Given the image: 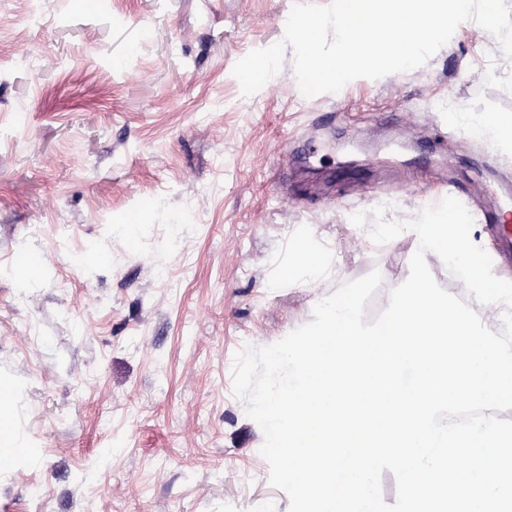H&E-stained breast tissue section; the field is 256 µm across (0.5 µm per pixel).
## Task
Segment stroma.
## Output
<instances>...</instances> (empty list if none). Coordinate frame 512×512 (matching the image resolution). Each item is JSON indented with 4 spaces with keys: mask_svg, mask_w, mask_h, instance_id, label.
I'll list each match as a JSON object with an SVG mask.
<instances>
[{
    "mask_svg": "<svg viewBox=\"0 0 512 512\" xmlns=\"http://www.w3.org/2000/svg\"><path fill=\"white\" fill-rule=\"evenodd\" d=\"M293 3L0 0V512H286L235 353L375 269L365 316L387 307L415 240L352 214L412 218L448 163L481 198L512 178V147L439 133L512 124V62L472 21L408 72L307 98L287 61L244 96L235 63ZM459 118L462 123L472 126H481L488 129L494 136H496L503 144L511 146L512 142V129L511 125H505L491 117H484L483 119L476 120L469 113L460 112ZM296 252L301 258V270L309 277L310 282L314 283L321 273L322 260L311 240L301 239L296 243Z\"/></svg>",
    "mask_w": 512,
    "mask_h": 512,
    "instance_id": "1",
    "label": "stroma"
}]
</instances>
